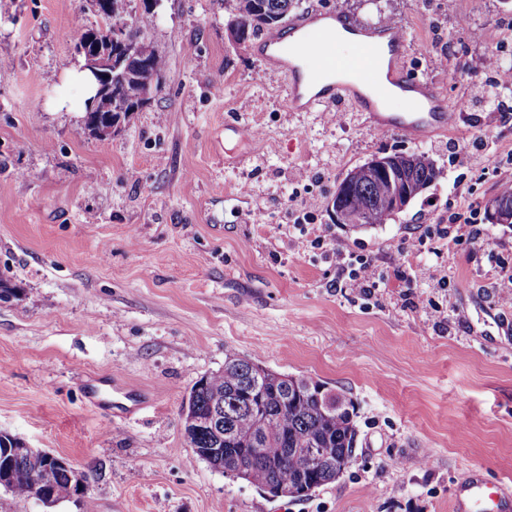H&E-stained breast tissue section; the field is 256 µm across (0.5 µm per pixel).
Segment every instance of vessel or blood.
Listing matches in <instances>:
<instances>
[{
    "label": "vessel or blood",
    "instance_id": "obj_1",
    "mask_svg": "<svg viewBox=\"0 0 512 512\" xmlns=\"http://www.w3.org/2000/svg\"><path fill=\"white\" fill-rule=\"evenodd\" d=\"M407 48L400 24H363L344 11L308 12L252 46L287 77L289 111L348 103L377 130L422 140L457 125L461 108L437 84L409 75ZM462 490L467 512H505L481 478L470 476Z\"/></svg>",
    "mask_w": 512,
    "mask_h": 512
}]
</instances>
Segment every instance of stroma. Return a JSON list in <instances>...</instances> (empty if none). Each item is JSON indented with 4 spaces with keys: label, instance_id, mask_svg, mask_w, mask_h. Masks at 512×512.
I'll list each match as a JSON object with an SVG mask.
<instances>
[{
    "label": "stroma",
    "instance_id": "1",
    "mask_svg": "<svg viewBox=\"0 0 512 512\" xmlns=\"http://www.w3.org/2000/svg\"><path fill=\"white\" fill-rule=\"evenodd\" d=\"M84 6L0 0V276L19 288L0 300V431L88 472L95 512H453L472 474L512 499V224L486 219L512 181V91L497 113L465 98L512 55V0H302L394 17L409 73L467 101L419 142L348 105L288 111L284 76L231 40V0H160L145 38L164 78L94 138L70 77ZM414 152L440 170L429 189L387 223H337L350 171ZM229 349L352 399L339 480L274 498L187 448L182 403ZM94 379L147 402L113 416L85 397Z\"/></svg>",
    "mask_w": 512,
    "mask_h": 512
}]
</instances>
